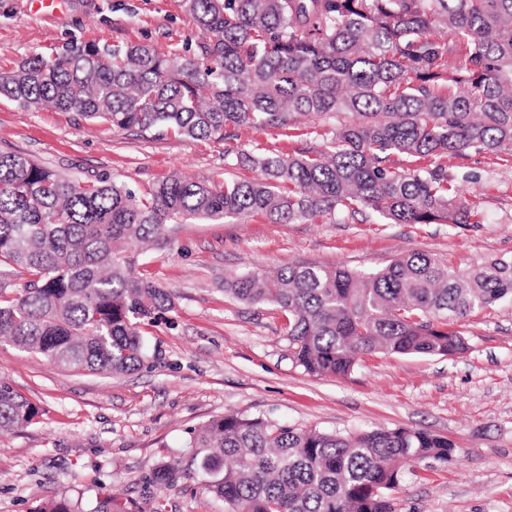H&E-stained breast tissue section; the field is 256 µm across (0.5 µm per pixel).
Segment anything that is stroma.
Wrapping results in <instances>:
<instances>
[{
  "mask_svg": "<svg viewBox=\"0 0 512 512\" xmlns=\"http://www.w3.org/2000/svg\"><path fill=\"white\" fill-rule=\"evenodd\" d=\"M183 0H68L60 16L32 14L28 0H0V71L62 42H147L181 52L199 32ZM327 124L300 120L288 132L226 127L223 138L118 131L73 112L24 108L0 98V150L26 155L66 177L106 174L146 188L173 175L213 185L249 178L227 149L326 148ZM448 182L476 216L472 224H383L371 212L317 224L262 216L173 225L172 243L136 252L139 274L162 284L173 311L143 333L148 368L110 376L74 372L0 344V380L38 403L39 423L0 435V512H34L59 496L96 504L106 483L127 512H224L204 489L187 492L197 467L189 429L227 413L343 434L409 426L456 445L444 466L419 464L394 495L395 512H512V299L474 312L453 358L368 355L347 378L316 377L291 358L287 318L274 305L224 294V278L289 264L362 272L426 252L470 270L512 259V154L469 153L447 161ZM177 483L147 486L162 463Z\"/></svg>",
  "mask_w": 512,
  "mask_h": 512,
  "instance_id": "obj_1",
  "label": "stroma"
}]
</instances>
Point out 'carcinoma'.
<instances>
[{
  "label": "carcinoma",
  "instance_id": "obj_1",
  "mask_svg": "<svg viewBox=\"0 0 512 512\" xmlns=\"http://www.w3.org/2000/svg\"><path fill=\"white\" fill-rule=\"evenodd\" d=\"M205 35L176 57L145 43L66 41L0 71V98L75 112L114 130L224 138L230 125L288 129L334 117V146L225 151L257 173L206 185L171 178L141 191L108 176L67 178L0 152V341L77 372L149 363L141 325L172 311L136 275L133 250L171 242L170 225L263 215L317 224L367 208L386 224H468L442 161L512 153V0H183ZM431 158L412 172L390 157ZM224 294L288 313L293 360L346 377L365 355L461 354L460 321L512 298V260L463 272L423 252L376 273L288 265L234 274ZM40 406L0 382V432ZM204 489L224 512H394L413 463H448L455 443L415 427L329 433L228 413L190 430ZM168 465L148 482L174 483ZM34 512H82L67 497ZM91 512H126L112 494Z\"/></svg>",
  "mask_w": 512,
  "mask_h": 512
}]
</instances>
